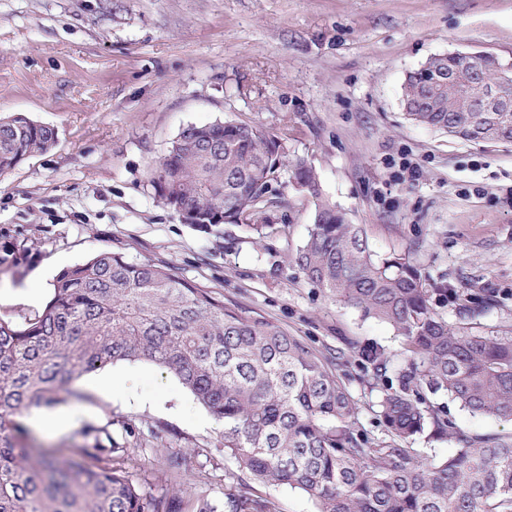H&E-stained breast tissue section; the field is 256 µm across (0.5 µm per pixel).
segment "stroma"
<instances>
[{
  "label": "stroma",
  "instance_id": "stroma-1",
  "mask_svg": "<svg viewBox=\"0 0 512 512\" xmlns=\"http://www.w3.org/2000/svg\"><path fill=\"white\" fill-rule=\"evenodd\" d=\"M454 51L512 62V0H0V115L57 133L0 174V319L42 312V271L101 251L149 261L298 337L350 390L357 430L393 444L359 351L381 346L402 366L403 339L297 266L314 205L291 163L307 160L375 251L409 256L424 287L456 291L459 303L432 302L450 326L512 336V142L467 143L403 110L407 75ZM219 120L283 142L263 230L184 223L151 185L183 128ZM112 371L111 395L82 384L64 396L81 412L69 431L38 432L58 459L106 431L113 467L147 494H248L313 512L304 493L240 469L222 423L173 375L144 360ZM429 400L470 434L512 435L511 421L447 394ZM172 455L186 463L178 479Z\"/></svg>",
  "mask_w": 512,
  "mask_h": 512
}]
</instances>
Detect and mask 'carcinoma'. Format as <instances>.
I'll use <instances>...</instances> for the list:
<instances>
[{
    "mask_svg": "<svg viewBox=\"0 0 512 512\" xmlns=\"http://www.w3.org/2000/svg\"><path fill=\"white\" fill-rule=\"evenodd\" d=\"M503 66L489 54L480 61L485 78L512 96V70ZM428 82L421 68L409 73L404 103L418 101ZM456 94L441 90L434 110L414 113L412 122L465 141L478 121L488 141L512 137V112H457ZM55 138L25 114L0 117V174ZM282 154L281 140L258 126L189 125L151 183L163 205L193 213L199 226L237 224L261 213ZM293 178L314 204L296 264L317 287L404 338L409 368L379 400L388 428L407 439L430 422L456 441L455 453L428 462L369 441L355 428L349 389L300 339L149 261L103 251L63 269L36 318L0 319V512H271V502L246 495L152 497L112 467L119 449L97 438L62 466L29 444L25 412L121 360L174 375L224 424V447L239 468L262 484L303 492L314 512H512V438L471 435L421 397L424 388L445 391L472 414L512 420V337L448 325L431 294L453 302L456 292L422 287L406 257L377 255L364 230L325 198L305 159H295ZM361 356L375 377L386 374L383 349Z\"/></svg>",
    "mask_w": 512,
    "mask_h": 512,
    "instance_id": "1",
    "label": "carcinoma"
}]
</instances>
